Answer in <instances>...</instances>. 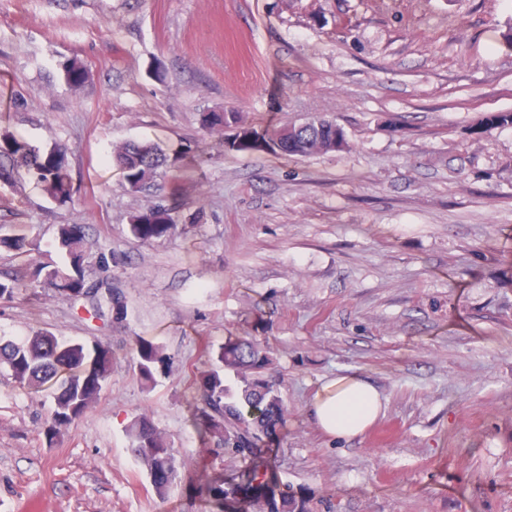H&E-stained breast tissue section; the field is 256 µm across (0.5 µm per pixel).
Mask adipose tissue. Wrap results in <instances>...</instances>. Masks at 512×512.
<instances>
[{"instance_id":"1","label":"adipose tissue","mask_w":512,"mask_h":512,"mask_svg":"<svg viewBox=\"0 0 512 512\" xmlns=\"http://www.w3.org/2000/svg\"><path fill=\"white\" fill-rule=\"evenodd\" d=\"M379 390L356 372L336 376L314 393L308 406L311 421L328 437H359L383 411Z\"/></svg>"}]
</instances>
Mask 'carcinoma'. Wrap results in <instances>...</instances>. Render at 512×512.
Wrapping results in <instances>:
<instances>
[{
  "label": "carcinoma",
  "mask_w": 512,
  "mask_h": 512,
  "mask_svg": "<svg viewBox=\"0 0 512 512\" xmlns=\"http://www.w3.org/2000/svg\"><path fill=\"white\" fill-rule=\"evenodd\" d=\"M233 123H239L235 112H204L200 117L202 128L210 133H222ZM336 126L334 120L313 116L303 123L274 129L268 138L259 139L250 133L232 140L230 147L246 151L261 146L291 157L337 152L346 148L347 138L342 135L335 140ZM508 126H512V112H490L470 129V134L479 138L490 129ZM113 163L125 187L139 192L150 187L160 170L170 165V159L157 144L128 143L114 152ZM21 174L33 178L51 201L60 205L73 201L71 170L63 148L40 151L24 138L1 130L0 178L7 182ZM84 228L78 223L57 225L56 244L66 262L40 263L27 280L0 279V299L9 300L47 283L69 298L91 296V309L96 316L102 314L104 303L110 300L111 309L115 310L113 319H123L127 307L120 289H113L110 299L89 294ZM129 230L140 241L151 242L170 236L175 224L168 209L158 206L135 215ZM135 353L138 374L148 387L167 357L159 344L143 337L136 338ZM211 357L214 366L195 377L199 393L196 426L202 444L207 450L214 446L237 455L251 453L262 438L275 434L286 418L276 383L261 374L270 361L268 352L251 340L229 337L212 349ZM0 365L6 366L23 385H56L47 429L51 437L98 401L112 371V350L98 340L90 344L61 341L48 331H37L20 342L0 344ZM226 369L243 379L244 386L236 395L230 394L225 385ZM127 436L131 453L153 490L165 497L177 475V459L167 436L146 415L131 422ZM200 494L213 512H305V508L288 500L277 474L259 465L237 483L207 475L200 482Z\"/></svg>",
  "instance_id": "1"
}]
</instances>
